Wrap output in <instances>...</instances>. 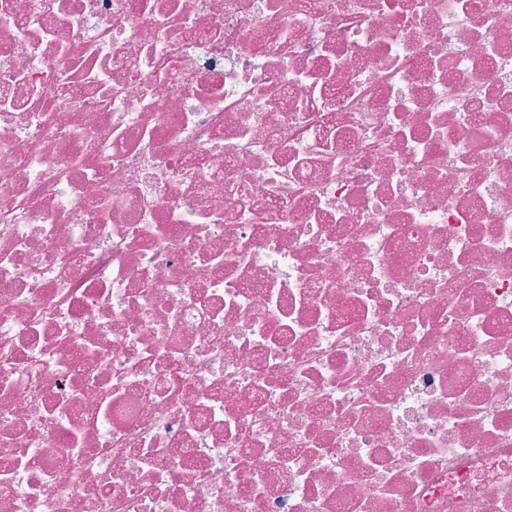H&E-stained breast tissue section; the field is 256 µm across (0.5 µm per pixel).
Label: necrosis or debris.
<instances>
[{
    "label": "necrosis or debris",
    "instance_id": "necrosis-or-debris-1",
    "mask_svg": "<svg viewBox=\"0 0 512 512\" xmlns=\"http://www.w3.org/2000/svg\"><path fill=\"white\" fill-rule=\"evenodd\" d=\"M0 512H512V0H0Z\"/></svg>",
    "mask_w": 512,
    "mask_h": 512
}]
</instances>
